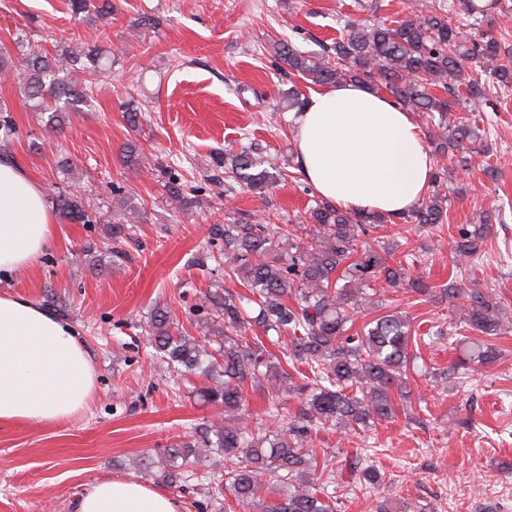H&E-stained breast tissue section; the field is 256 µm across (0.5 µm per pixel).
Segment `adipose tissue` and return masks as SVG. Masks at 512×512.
<instances>
[{
	"instance_id": "obj_1",
	"label": "adipose tissue",
	"mask_w": 512,
	"mask_h": 512,
	"mask_svg": "<svg viewBox=\"0 0 512 512\" xmlns=\"http://www.w3.org/2000/svg\"><path fill=\"white\" fill-rule=\"evenodd\" d=\"M305 181L331 205L389 218L413 208L434 159L412 113L354 83L311 93L293 120ZM55 204L12 152L0 151V276L37 263L54 237ZM96 373L75 327L23 297L0 293V422L49 425L90 406ZM76 512H181L180 502L131 479L94 482Z\"/></svg>"
}]
</instances>
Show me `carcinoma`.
<instances>
[{"label":"carcinoma","instance_id":"1","mask_svg":"<svg viewBox=\"0 0 512 512\" xmlns=\"http://www.w3.org/2000/svg\"><path fill=\"white\" fill-rule=\"evenodd\" d=\"M499 0H448L391 23L366 26L349 17L338 21L339 36L318 50L301 49L291 40L273 47L275 60L307 85L361 82L385 89L399 105L424 116L426 138L443 160L451 155L457 165L470 163L472 153L490 134L489 117L475 112L469 102L480 100L495 108L500 96L512 91V51L492 28V11ZM87 58L103 66L96 50L79 46L56 55L32 51L20 75L27 98L37 110L61 122L63 113L78 111L88 102L92 85L77 86L58 78L62 71ZM12 109L0 103V138L17 133ZM280 176L275 164L265 163L249 147L224 151V186L265 190ZM448 169L435 168L432 189L412 210L399 216L407 224L434 231L448 221V198L439 187ZM172 201L181 202L186 184L174 171L167 174ZM56 206L69 221L89 224L87 201L78 194H60ZM500 216L493 204L479 222L464 224L452 237L451 248L460 258H480L482 246ZM390 219L377 213L356 214L327 202L314 207L308 224H226L222 230L225 268L251 293L250 297L224 290L208 299L203 316L204 335H176L167 312L155 311L147 322L150 343L173 367L200 372L208 381L201 389L204 400L224 407V421L208 426L202 447L187 443L166 449L163 474L173 481L187 472L224 471V492L239 512H338L337 487L356 492L376 488L385 481L369 458L343 454L337 462L319 461L315 440L319 432L342 430L351 436L391 420L396 415L394 396H408L406 381L414 369L411 321L386 312L355 329L361 307H379L372 284L382 280L399 289L408 286L424 293L420 278L407 277L397 246L359 249L360 239ZM448 300L467 298L460 323L449 336L466 332L474 347L473 361L495 363L501 355L494 340L512 322V303L487 288H464L457 278L441 289ZM257 306L252 316L246 305ZM288 338L284 359L251 342L247 329ZM306 367L304 382L292 372ZM278 385L268 392L266 414L271 426L248 429L244 417V389L264 388L263 381ZM296 394L299 410L285 415L284 395Z\"/></svg>","mask_w":512,"mask_h":512}]
</instances>
